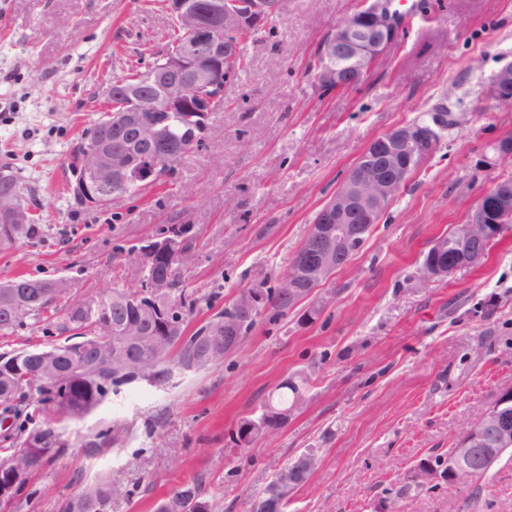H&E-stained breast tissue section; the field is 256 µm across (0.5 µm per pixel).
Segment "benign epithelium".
I'll return each mask as SVG.
<instances>
[{
  "instance_id": "7a95c632",
  "label": "benign epithelium",
  "mask_w": 512,
  "mask_h": 512,
  "mask_svg": "<svg viewBox=\"0 0 512 512\" xmlns=\"http://www.w3.org/2000/svg\"><path fill=\"white\" fill-rule=\"evenodd\" d=\"M276 9L274 0H237L234 6L224 0H168L169 14L177 17L188 41L177 52L166 54L148 66L136 87L123 88L114 80L105 89L107 100L120 88L127 95V106L109 108L98 120V134L82 140L74 151L71 180L73 196L88 204L112 201V186L117 183H149L165 164L160 153L134 154L112 150V128L130 126L135 139L146 144L165 140V121L161 114L191 112L197 135L188 141L193 146L198 136L207 133L215 112V98L206 89L224 90L231 80L224 70L227 51L225 34L255 29ZM402 15L391 9V0H362L358 12L334 25L315 50L314 78L325 91L351 90L363 82L377 58L399 38ZM224 73V82L215 79ZM489 92L498 103L512 102V62L488 79ZM447 116L435 114L427 120H414L392 128L372 139L334 194L319 210L305 237V252L297 267L286 274L284 291L289 309L304 303L334 274L346 267L369 238L378 217L406 186L409 176L435 150ZM32 211L17 205L15 197H0V222L21 226L30 222ZM512 214V187L494 185L484 193L470 214L469 222L456 227V250L443 257L448 244L435 242L430 257L422 263L421 278L428 281L448 276L452 271L478 264L487 254L488 239L503 230L499 219ZM181 234H161L141 245L136 260L151 253L166 254L173 261H184L191 252L184 249ZM169 277L144 282L146 296L165 300ZM259 291L248 288L234 299L236 309L252 316L258 309ZM128 361L156 364L145 336H129L121 342ZM512 450V388L502 390L494 403L477 419L464 425L459 441L451 451L448 486L472 481L478 473L476 460L486 439Z\"/></svg>"
}]
</instances>
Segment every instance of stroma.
<instances>
[{
	"label": "stroma",
	"mask_w": 512,
	"mask_h": 512,
	"mask_svg": "<svg viewBox=\"0 0 512 512\" xmlns=\"http://www.w3.org/2000/svg\"><path fill=\"white\" fill-rule=\"evenodd\" d=\"M359 0H282L224 109L171 179L88 210L67 192L70 152L103 108L110 82L152 64L174 32L165 0H0V166L42 218L36 237L0 253V283L67 278L98 294L138 286L130 252L170 224L193 227L181 287L209 302L198 327L240 289L283 274L315 214L368 142L444 104L456 124L395 197L360 253L300 311L261 318L223 364L123 386L65 423L63 453L35 471L17 512H60L86 484L115 480L112 512H155L197 482L215 512H248L279 470L316 455L288 512H512V459L479 497L459 485L402 499L421 459L456 445L463 424L512 386V228L477 265L430 282L418 268L434 241L466 223L480 197L512 176L485 165L512 136V109L486 80L512 61V0H393L396 44L353 90L314 80V51ZM301 374L310 383L287 425L240 448V421Z\"/></svg>",
	"instance_id": "35a3bbf8"
}]
</instances>
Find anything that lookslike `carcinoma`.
<instances>
[{"label": "carcinoma", "mask_w": 512, "mask_h": 512, "mask_svg": "<svg viewBox=\"0 0 512 512\" xmlns=\"http://www.w3.org/2000/svg\"><path fill=\"white\" fill-rule=\"evenodd\" d=\"M278 16L279 12L276 11L268 16L260 28L245 30L232 37L236 49L227 57L224 67L233 76H238L246 67L245 48L248 41L265 31ZM192 133V128L183 120L173 119L168 123L164 143L144 147L142 151L161 152L171 156L172 163L167 172H174L182 159L191 153V150H185L183 146ZM0 193H12L22 206L30 207L14 175L5 169L0 171ZM143 266L152 275H174V269L159 258L146 257ZM29 283L27 278H16L6 286L0 284V332H13L29 321L35 324L44 321L49 307L62 301L63 316L54 323V331L57 335L64 336V340H48L45 346L37 350L23 348L0 354V359L5 358L9 362L15 360L18 367L31 374L30 381L16 386L1 369L0 403L10 404L17 399L28 400L40 416L38 424L30 429L23 423L19 424V447L11 454L0 457V475L19 478L22 487L33 469L59 452L56 430L62 423L89 414L102 403L112 388L136 382L130 366L114 346L120 343L125 325L139 320V313L131 304L132 296L138 293L136 288H114L108 292L105 300L95 304V309L85 311L72 307L68 296L35 297L28 291ZM262 298V314L272 319L288 316V308L282 299L279 285L263 289ZM169 301L177 304L178 308L174 319L175 326L171 327L169 335L160 336L154 342L158 360L161 361L160 368L153 374L150 366L141 367L142 373L153 375L155 381L166 379L172 364L178 368L193 365L197 370L210 367L206 354L224 347V334L216 326L238 320L234 303L229 302L190 332V316L197 300L177 288V282L173 279L169 288ZM87 348L96 353V365L92 367L96 378L89 379L81 372H72L57 383L50 381L49 374L54 371L56 364H65ZM36 352H55L58 357H49L44 361L34 356ZM308 383L309 378L302 375L281 383L277 388V395L265 403L264 410L258 417L240 422L233 436L236 445L251 446L260 439L270 437L269 430L285 427L288 424L286 411L302 400ZM308 479L309 475L298 467V461L291 462L278 473L271 485L251 497L250 512H267V501L278 486L282 487L283 502H288V493L305 484ZM425 489V484L414 473L396 491L395 496L414 497ZM115 491L116 484L111 481L90 483L68 500L64 512H112V494ZM157 512H211V505L201 499L197 483L190 482L173 489L167 500L158 506Z\"/></svg>", "instance_id": "carcinoma-1"}]
</instances>
